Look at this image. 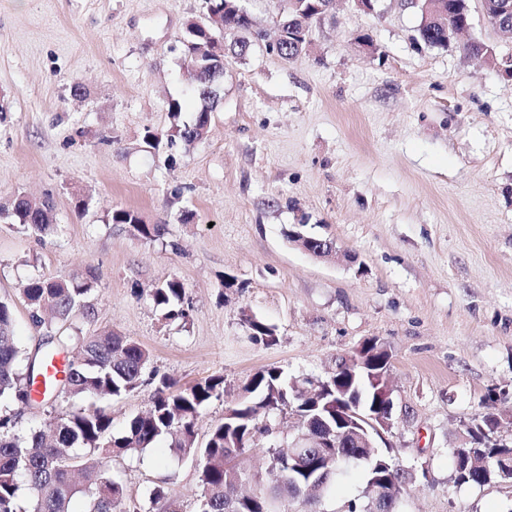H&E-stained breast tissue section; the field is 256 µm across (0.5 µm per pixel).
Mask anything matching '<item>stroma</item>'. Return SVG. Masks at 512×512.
<instances>
[{
    "label": "stroma",
    "instance_id": "1",
    "mask_svg": "<svg viewBox=\"0 0 512 512\" xmlns=\"http://www.w3.org/2000/svg\"><path fill=\"white\" fill-rule=\"evenodd\" d=\"M203 6L0 0V200L51 196L57 225L39 237L0 220V299L20 344L42 339L23 283L93 270L95 315H74L73 329L127 336L180 387L223 377L196 422L202 445L255 372L325 378L378 339L392 353L403 512H512V483L456 485L448 457L489 410L512 441V77L461 40L417 42L419 12L403 0L369 13L336 0L306 53L226 62L206 138L172 165L140 143L145 128L171 127L168 99L184 101L182 121L194 116L179 37ZM117 208L161 236L110 223ZM292 230L332 238L336 256L309 255ZM172 278L187 288L185 323L149 296ZM247 314L274 327L273 344L251 338ZM83 406L56 388L17 429ZM270 422L235 459L260 476L266 448L297 433L288 415ZM109 465L119 512L160 485L153 512H195L196 464L167 441Z\"/></svg>",
    "mask_w": 512,
    "mask_h": 512
}]
</instances>
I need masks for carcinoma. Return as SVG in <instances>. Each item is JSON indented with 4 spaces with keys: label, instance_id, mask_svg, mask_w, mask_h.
<instances>
[{
    "label": "carcinoma",
    "instance_id": "obj_1",
    "mask_svg": "<svg viewBox=\"0 0 512 512\" xmlns=\"http://www.w3.org/2000/svg\"><path fill=\"white\" fill-rule=\"evenodd\" d=\"M225 0H204L207 20L189 21L179 42L185 58L199 57L200 71L186 72L192 92L200 101L192 123H177L166 131L146 129L142 136L145 150L166 147L171 151H190L208 132L211 113L218 95L216 88L224 78V62L229 57L244 58L255 45L267 42L264 31L248 26L238 14L224 11ZM317 0H298L287 8L280 24L299 28L301 11ZM465 16L454 10L438 18L434 25L419 27L420 39L431 47H446L459 32ZM6 218L23 230L40 236L55 229L51 200L33 201L23 194L8 206L0 207V219ZM113 224H128L146 239L161 235L158 224H146L132 210L112 211ZM93 272L74 273L66 279H28L22 293L29 306L32 323L56 337L62 348L73 343L80 356L71 363L64 377L71 396L104 400L137 389L150 362V353L137 342L110 329L95 336H65L58 322L65 321L77 309L88 318L95 290ZM153 303L166 309V316L187 322L186 288L178 278L150 290ZM250 336L270 345L275 341L273 328L252 316L244 319ZM30 353L16 342L13 309L0 301V512H112L124 497V487L108 465L112 452H139L153 447L163 438L171 439L177 456L197 463L202 493L195 512H324L322 503L341 483L349 466L358 465L365 474L363 496L347 501L345 512H401L400 490H392L395 468L386 474L385 484L371 488L370 465L378 460L390 462L388 452H368L369 459L354 461L355 445L342 446L344 461L328 459L322 448H267L270 480L261 482L253 474L231 465L243 453L256 434L270 432L258 425L259 415L282 413L292 407L311 419L306 431L313 432L324 420L336 426V418L324 401H304L293 395V386H311V378H293L278 367L256 372L243 386L247 396L227 407L229 416L215 425L204 447L196 443V420L209 402L224 395V377L205 379L186 388L163 378L155 389L151 408L132 416L120 431L112 428V416L97 407L74 412L44 428L23 434L15 431L16 418L32 400L35 379L27 378ZM353 399L373 411L384 404L378 387L361 384ZM492 431L481 433L490 442L483 452L494 469H512V445L490 440ZM83 497V510L73 507L76 496Z\"/></svg>",
    "mask_w": 512,
    "mask_h": 512
}]
</instances>
